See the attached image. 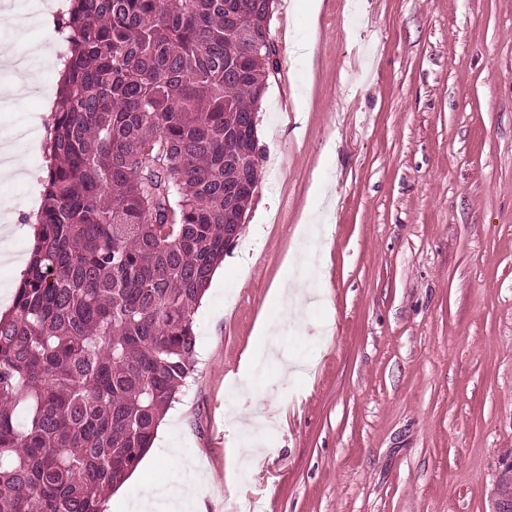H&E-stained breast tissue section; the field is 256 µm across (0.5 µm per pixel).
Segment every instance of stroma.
<instances>
[{
    "label": "stroma",
    "mask_w": 512,
    "mask_h": 512,
    "mask_svg": "<svg viewBox=\"0 0 512 512\" xmlns=\"http://www.w3.org/2000/svg\"><path fill=\"white\" fill-rule=\"evenodd\" d=\"M278 68L258 107L259 177L195 315L196 373L171 405L172 447L212 474L204 512L249 497L271 512H492L512 463V0H274ZM39 48L36 85L0 105L28 177H0V225L27 256L45 169L42 91L64 45L52 15L0 25V53ZM330 189L326 203L313 184ZM303 273L315 305L280 328L298 374L240 359ZM247 380L271 443L248 478L225 409ZM180 476L108 498L131 512Z\"/></svg>",
    "instance_id": "35a3bbf8"
}]
</instances>
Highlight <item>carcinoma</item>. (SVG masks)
Returning <instances> with one entry per match:
<instances>
[{"label":"carcinoma","instance_id":"cac0c4a2","mask_svg":"<svg viewBox=\"0 0 512 512\" xmlns=\"http://www.w3.org/2000/svg\"><path fill=\"white\" fill-rule=\"evenodd\" d=\"M33 245L0 313V512H105L195 371L258 181L263 0H66ZM495 489L512 498V464Z\"/></svg>","mask_w":512,"mask_h":512}]
</instances>
